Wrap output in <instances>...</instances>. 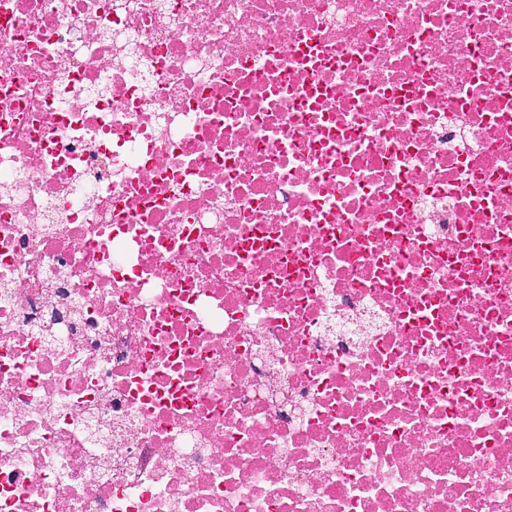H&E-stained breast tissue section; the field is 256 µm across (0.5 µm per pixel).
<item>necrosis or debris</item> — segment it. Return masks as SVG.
<instances>
[{"instance_id": "1", "label": "necrosis or debris", "mask_w": 512, "mask_h": 512, "mask_svg": "<svg viewBox=\"0 0 512 512\" xmlns=\"http://www.w3.org/2000/svg\"><path fill=\"white\" fill-rule=\"evenodd\" d=\"M0 512H512V0H0Z\"/></svg>"}]
</instances>
